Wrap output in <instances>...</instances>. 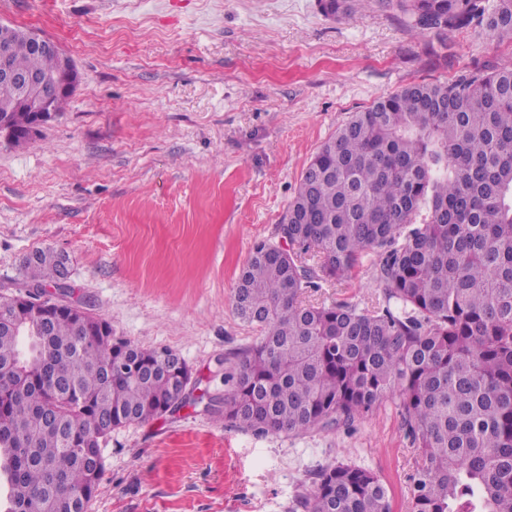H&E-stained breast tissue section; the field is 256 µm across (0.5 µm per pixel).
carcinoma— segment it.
<instances>
[{
  "mask_svg": "<svg viewBox=\"0 0 512 512\" xmlns=\"http://www.w3.org/2000/svg\"><path fill=\"white\" fill-rule=\"evenodd\" d=\"M413 31L483 25L512 40V0H384ZM327 16L354 0H317ZM8 63L52 76L59 58L12 34ZM0 107L25 132L35 113ZM288 253L261 241L241 271L237 314L258 341L224 373L212 414L256 433L352 425L389 397L416 455L410 512H512V63L416 81L337 128L311 157L279 224ZM382 250L385 305L305 304ZM314 252L316 267L306 263ZM24 262L26 285L54 283L57 253ZM67 314L0 308V512H89L102 470L90 456L116 422L175 409L166 364ZM289 512H392L371 470L314 473Z\"/></svg>",
  "mask_w": 512,
  "mask_h": 512,
  "instance_id": "carcinoma-1",
  "label": "carcinoma"
}]
</instances>
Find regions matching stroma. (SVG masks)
I'll list each match as a JSON object with an SVG mask.
<instances>
[{
    "label": "stroma",
    "instance_id": "stroma-1",
    "mask_svg": "<svg viewBox=\"0 0 512 512\" xmlns=\"http://www.w3.org/2000/svg\"><path fill=\"white\" fill-rule=\"evenodd\" d=\"M1 23L55 41L79 83L25 147L0 141V295L22 292L27 255L53 250L72 300L193 372L183 406L108 436L91 512H288L339 461L378 473L409 512L397 399L350 427L276 435L224 424L206 401L259 336L235 310L238 278L256 242H278L320 146L412 82L512 61V43L418 34L375 0L341 18L317 0H0ZM380 260L367 251L304 302L382 304Z\"/></svg>",
    "mask_w": 512,
    "mask_h": 512
}]
</instances>
